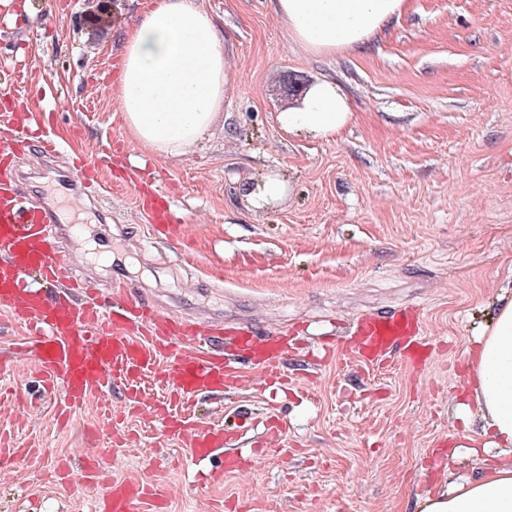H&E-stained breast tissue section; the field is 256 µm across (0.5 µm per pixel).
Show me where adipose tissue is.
Returning a JSON list of instances; mask_svg holds the SVG:
<instances>
[{
  "mask_svg": "<svg viewBox=\"0 0 512 512\" xmlns=\"http://www.w3.org/2000/svg\"><path fill=\"white\" fill-rule=\"evenodd\" d=\"M274 17L313 56L364 50L406 11L408 0H270ZM116 102L130 139L157 158L191 152L224 108V49L202 0H153L124 33ZM354 120L336 81L308 84L278 113L284 133L335 139ZM473 384L464 417L473 477L437 485L410 512H512V293L499 295L469 351Z\"/></svg>",
  "mask_w": 512,
  "mask_h": 512,
  "instance_id": "1",
  "label": "adipose tissue"
}]
</instances>
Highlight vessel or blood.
I'll list each match as a JSON object with an SVG mask.
<instances>
[{
  "label": "vessel or blood",
  "instance_id": "obj_1",
  "mask_svg": "<svg viewBox=\"0 0 512 512\" xmlns=\"http://www.w3.org/2000/svg\"><path fill=\"white\" fill-rule=\"evenodd\" d=\"M25 139L20 131L13 142H0V306L27 326L22 349L29 368L48 393H60L61 410L76 411L119 383L126 388L127 404L139 403L140 383L153 373L172 394L170 401L155 402L150 419L169 425L172 403L185 407L201 394L238 385L232 359L216 347L220 340L248 354L264 374L281 373L290 356L288 343L255 324L206 328L190 319L165 317L140 293L118 304L101 300L95 280L76 276L75 258L59 244L62 209L31 197L27 189L15 162ZM107 158L102 151L61 169L66 209L78 213L95 200L99 167ZM145 211L155 234L176 235L164 198ZM351 332L358 341L357 356L375 366L384 365L397 347H405L412 358L425 345L423 318L415 306L362 315ZM176 340L186 342V349L172 351ZM164 359L170 365L163 369L159 363ZM179 422L193 457L220 458L209 481L238 468L241 456L227 453L233 437L223 426L197 425L186 418ZM85 477L92 512H156L166 499L164 488L151 481L100 480L91 461Z\"/></svg>",
  "mask_w": 512,
  "mask_h": 512
}]
</instances>
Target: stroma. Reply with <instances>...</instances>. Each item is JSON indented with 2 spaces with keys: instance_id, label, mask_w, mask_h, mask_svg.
I'll list each match as a JSON object with an SVG mask.
<instances>
[{
  "instance_id": "stroma-1",
  "label": "stroma",
  "mask_w": 512,
  "mask_h": 512,
  "mask_svg": "<svg viewBox=\"0 0 512 512\" xmlns=\"http://www.w3.org/2000/svg\"><path fill=\"white\" fill-rule=\"evenodd\" d=\"M224 34V112L189 155L157 159L153 184L180 226V242H153L140 197L113 176L112 258L102 260L87 210L68 245L104 295L132 284L166 312L246 320L301 331L285 366L287 388L241 364L229 393L201 397L215 424L266 413L284 426L274 447L252 449L242 472L199 484L179 434L147 424L156 378L129 410L112 405L127 434L102 457L114 479L148 478L170 492L165 512H407L448 475H473L457 408L469 397L467 349L512 290V0H410L406 13L362 52L311 56L276 21L269 0H203ZM145 0H0V59L25 66L0 78V110L18 98L46 113L63 155L109 147L126 164L146 155L129 139L114 101L120 30ZM107 12L106 28L95 26ZM332 78L354 122L333 141L282 135L277 112L298 104L286 75ZM286 177L283 197L256 210L237 191L246 177ZM414 304L431 346L419 362L383 368L345 351L312 369L319 337L355 316ZM27 331L0 310V371L21 399L0 401V433L73 459L108 438L96 400L67 428L19 345ZM456 462H449L450 453ZM0 512H86L77 485L24 461L0 470Z\"/></svg>"
}]
</instances>
